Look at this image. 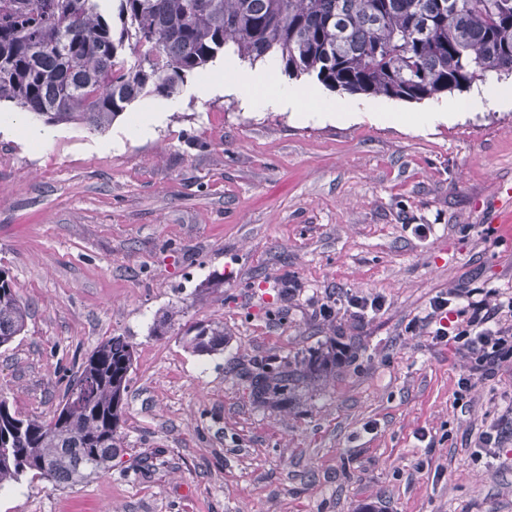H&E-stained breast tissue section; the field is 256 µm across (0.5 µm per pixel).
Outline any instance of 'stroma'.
Returning a JSON list of instances; mask_svg holds the SVG:
<instances>
[{
    "instance_id": "obj_1",
    "label": "stroma",
    "mask_w": 512,
    "mask_h": 512,
    "mask_svg": "<svg viewBox=\"0 0 512 512\" xmlns=\"http://www.w3.org/2000/svg\"><path fill=\"white\" fill-rule=\"evenodd\" d=\"M253 68L283 66L216 58L103 131L0 103V269L30 309L0 347V399L46 420L100 343L135 354L109 474H27L0 512H512V359L456 398L465 361L426 320L440 294H512L491 224L512 187V76L496 102L480 83L409 101L288 77L347 110L306 121L200 92ZM450 99L465 109L411 123ZM149 109L161 121L129 135ZM351 295L384 305L357 318ZM202 322L223 323V353L186 348ZM336 342L348 355L319 367ZM268 361L305 370L287 402L251 396L244 373Z\"/></svg>"
}]
</instances>
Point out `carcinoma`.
Here are the masks:
<instances>
[{"label": "carcinoma", "instance_id": "1", "mask_svg": "<svg viewBox=\"0 0 512 512\" xmlns=\"http://www.w3.org/2000/svg\"><path fill=\"white\" fill-rule=\"evenodd\" d=\"M0 0V102L47 123L108 128L147 93L169 96L231 45L243 59L277 57L349 94L422 100L512 75V0ZM134 53L129 63L126 50ZM28 308L0 269V347L24 333ZM224 325L201 323L186 345L224 352ZM133 347L101 343L48 420L0 400V489L35 471L53 486L107 474ZM301 377L289 364L251 376L252 395L279 400Z\"/></svg>", "mask_w": 512, "mask_h": 512}]
</instances>
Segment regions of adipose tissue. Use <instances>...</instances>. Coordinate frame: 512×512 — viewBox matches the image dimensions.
I'll return each instance as SVG.
<instances>
[{"label":"adipose tissue","instance_id":"obj_1","mask_svg":"<svg viewBox=\"0 0 512 512\" xmlns=\"http://www.w3.org/2000/svg\"><path fill=\"white\" fill-rule=\"evenodd\" d=\"M223 89L236 94L244 107L253 112L295 106L312 96L310 90L283 83L270 70L241 73L231 84L225 83L223 74L218 73L201 86V92L205 95Z\"/></svg>","mask_w":512,"mask_h":512}]
</instances>
